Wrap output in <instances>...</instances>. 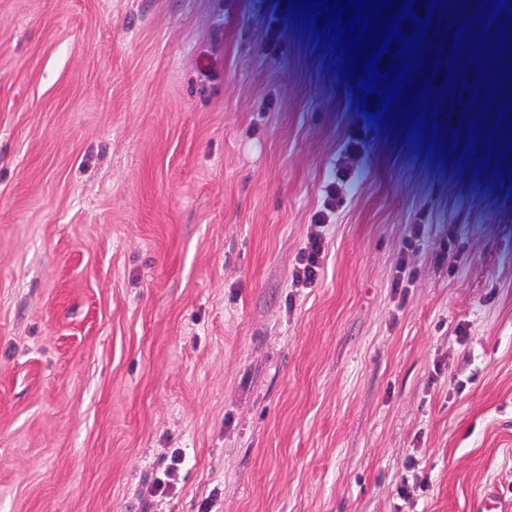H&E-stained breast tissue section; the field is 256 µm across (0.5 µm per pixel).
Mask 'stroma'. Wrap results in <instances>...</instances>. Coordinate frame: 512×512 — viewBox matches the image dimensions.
I'll use <instances>...</instances> for the list:
<instances>
[{
  "instance_id": "35a3bbf8",
  "label": "stroma",
  "mask_w": 512,
  "mask_h": 512,
  "mask_svg": "<svg viewBox=\"0 0 512 512\" xmlns=\"http://www.w3.org/2000/svg\"><path fill=\"white\" fill-rule=\"evenodd\" d=\"M339 65L279 0H0V512H140L176 449L155 512L512 500V188ZM324 252V238L322 231L318 230L310 235L309 246L299 254L298 266L292 276L294 285L305 288L314 284L321 269Z\"/></svg>"
}]
</instances>
